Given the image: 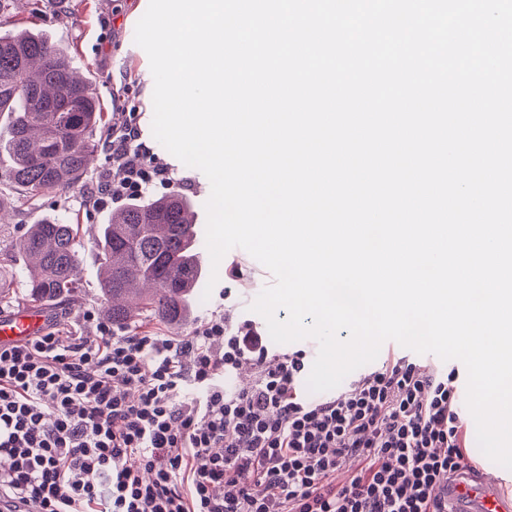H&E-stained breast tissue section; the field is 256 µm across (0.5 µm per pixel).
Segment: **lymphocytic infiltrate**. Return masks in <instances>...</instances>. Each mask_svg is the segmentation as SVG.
<instances>
[{"instance_id":"1","label":"lymphocytic infiltrate","mask_w":512,"mask_h":512,"mask_svg":"<svg viewBox=\"0 0 512 512\" xmlns=\"http://www.w3.org/2000/svg\"><path fill=\"white\" fill-rule=\"evenodd\" d=\"M139 137L132 119L108 142L124 177L86 198L138 199L166 178ZM246 363L253 384L226 391ZM306 365L302 350L270 359L227 313L190 336L52 326L0 348V512H448L441 481L468 466L458 370L391 356L312 400Z\"/></svg>"}]
</instances>
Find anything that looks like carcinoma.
I'll list each match as a JSON object with an SVG mask.
<instances>
[{
	"label": "carcinoma",
	"mask_w": 512,
	"mask_h": 512,
	"mask_svg": "<svg viewBox=\"0 0 512 512\" xmlns=\"http://www.w3.org/2000/svg\"><path fill=\"white\" fill-rule=\"evenodd\" d=\"M0 178L29 198L81 185L104 142V113L92 84L48 38L28 31L0 35ZM192 205L180 195L131 202L112 213L96 242L100 289L108 318L129 325L147 314L173 327L191 312L201 277L197 248L186 229ZM72 217L46 218L11 243L22 261L27 291L0 272V303L17 297L40 303L79 287L81 243Z\"/></svg>",
	"instance_id": "obj_1"
}]
</instances>
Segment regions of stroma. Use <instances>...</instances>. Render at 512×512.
<instances>
[{
  "label": "stroma",
  "mask_w": 512,
  "mask_h": 512,
  "mask_svg": "<svg viewBox=\"0 0 512 512\" xmlns=\"http://www.w3.org/2000/svg\"><path fill=\"white\" fill-rule=\"evenodd\" d=\"M148 2L43 0L36 9L31 0H15L10 15L0 18V32L28 29L46 35L64 50L73 68L90 78L109 125L122 128L128 116H135L141 141L149 149L148 161L169 169L168 181L154 184L151 196L178 194L189 198L199 222L203 223L207 220L205 203L209 198L205 190L207 177L183 164L152 134L154 79L149 58L133 37ZM0 203L9 208L10 236L22 235L30 225L52 215H78L84 243L80 286L70 296L44 302L43 307L51 323L72 326L87 336H96L95 325L84 324L82 314L88 309L103 314L106 305L99 288L100 261L93 243L101 224L108 221L110 207L89 203L78 189L30 200L4 181H0ZM237 266L243 271L239 280L231 277L232 269ZM272 281L271 272L246 250L231 249L219 264L218 281L210 298L194 304L193 316L182 326L181 335H191L200 324L227 310L238 319L265 328V320L252 312L250 305Z\"/></svg>",
  "instance_id": "35a3bbf8"
}]
</instances>
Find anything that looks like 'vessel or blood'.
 Listing matches in <instances>:
<instances>
[{
  "instance_id": "vessel-or-blood-1",
  "label": "vessel or blood",
  "mask_w": 512,
  "mask_h": 512,
  "mask_svg": "<svg viewBox=\"0 0 512 512\" xmlns=\"http://www.w3.org/2000/svg\"><path fill=\"white\" fill-rule=\"evenodd\" d=\"M46 319V312L34 307L0 317V347L39 333ZM446 491L448 512H511L499 490V479L491 472L462 471L449 480Z\"/></svg>"
}]
</instances>
